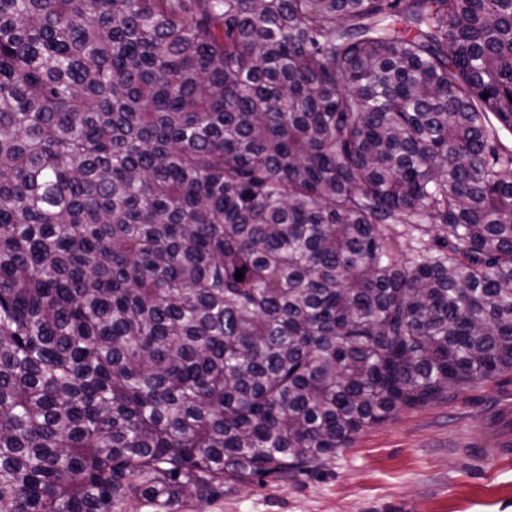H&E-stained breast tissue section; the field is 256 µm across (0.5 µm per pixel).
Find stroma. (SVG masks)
<instances>
[{"mask_svg":"<svg viewBox=\"0 0 512 512\" xmlns=\"http://www.w3.org/2000/svg\"><path fill=\"white\" fill-rule=\"evenodd\" d=\"M512 376L408 408L362 432L311 472L228 482L179 512H512V461L472 456L497 441Z\"/></svg>","mask_w":512,"mask_h":512,"instance_id":"35a3bbf8","label":"stroma"}]
</instances>
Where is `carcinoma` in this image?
Returning <instances> with one entry per match:
<instances>
[{
	"mask_svg": "<svg viewBox=\"0 0 512 512\" xmlns=\"http://www.w3.org/2000/svg\"><path fill=\"white\" fill-rule=\"evenodd\" d=\"M510 136L512 0H0V512H176L512 374Z\"/></svg>",
	"mask_w": 512,
	"mask_h": 512,
	"instance_id": "cac0c4a2",
	"label": "carcinoma"
}]
</instances>
